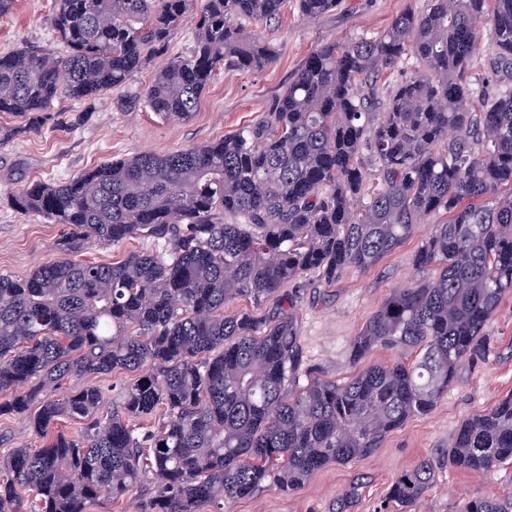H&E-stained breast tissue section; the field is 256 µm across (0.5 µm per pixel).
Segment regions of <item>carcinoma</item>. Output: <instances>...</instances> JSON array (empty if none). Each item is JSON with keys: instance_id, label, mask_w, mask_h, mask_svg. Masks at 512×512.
Wrapping results in <instances>:
<instances>
[{"instance_id": "1", "label": "carcinoma", "mask_w": 512, "mask_h": 512, "mask_svg": "<svg viewBox=\"0 0 512 512\" xmlns=\"http://www.w3.org/2000/svg\"><path fill=\"white\" fill-rule=\"evenodd\" d=\"M317 18L339 0H295ZM288 0H54L67 51L0 55V114L39 132L61 97L128 85L195 11L193 46L154 70L144 103L186 121L220 69L273 62L261 28ZM491 17L494 65L512 76V0H428L375 38L309 54L270 116L230 136L164 154L142 152L61 182L10 193L21 214L63 225L62 257L27 277L0 274V415L40 404L41 448L0 461V512H89L153 484L141 512H219L269 472L285 491L329 463L373 454L387 433L428 414L464 365L495 355L486 327L512 294V86L473 87L476 29ZM404 68L389 91L381 73ZM433 225L414 265L434 275L399 288L350 345L358 362L401 346L410 362L368 364L338 383L303 362L297 320L281 296L297 275L327 282L365 271ZM150 237L152 252L112 263L78 253ZM138 374L111 388L73 381ZM83 422L71 436L61 418ZM512 459V394L465 420L448 463L488 472ZM421 461L392 483L405 508L428 490ZM463 512H512V496ZM275 305L276 298L271 299L265 305L262 306H256L247 299L239 298L233 302H230L226 307H224V314L234 315L239 314L241 312H247L258 319H262L265 316H267L268 311Z\"/></svg>"}]
</instances>
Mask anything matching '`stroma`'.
I'll use <instances>...</instances> for the list:
<instances>
[{
    "mask_svg": "<svg viewBox=\"0 0 512 512\" xmlns=\"http://www.w3.org/2000/svg\"><path fill=\"white\" fill-rule=\"evenodd\" d=\"M53 7L54 0H15L12 11L0 15V54L25 46L62 53L64 46L48 22ZM409 7L424 10L427 0H342L336 10L314 19L288 6L265 31L277 48L276 60L260 71H218L187 121L162 119L141 102L152 80L149 66L125 89L93 100H55L54 126L0 144V274L22 278L59 256L61 225L18 213L9 202L10 189L55 182L145 151L168 152L221 139L273 111L313 50L354 36H377ZM436 222L432 216L419 224L411 238L368 270L349 271L333 283L313 273L288 283L285 292L296 304L306 366L336 381L357 372L349 355L352 341L394 289L422 279L413 258ZM486 332L494 357L465 367L431 412L389 432L374 454L329 464L290 493L266 480L252 497L225 500L222 512H336L337 502L353 485L358 491L349 512H407L390 499V485L425 459L434 461L436 477L414 512H462L469 499L512 495V460L487 472L448 464L460 424L512 393V295L503 299ZM31 420L28 414L0 416V458L20 446H42Z\"/></svg>",
    "mask_w": 512,
    "mask_h": 512,
    "instance_id": "1",
    "label": "stroma"
}]
</instances>
